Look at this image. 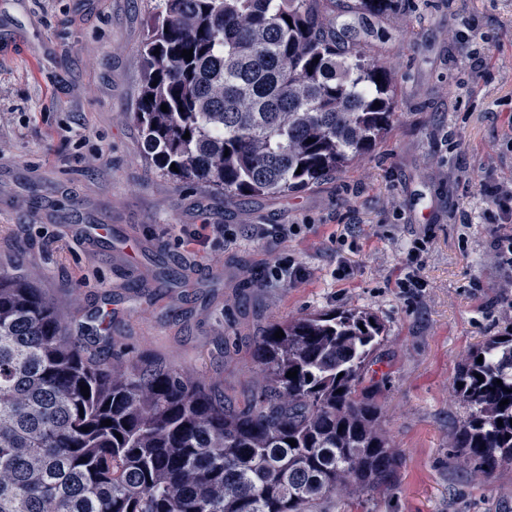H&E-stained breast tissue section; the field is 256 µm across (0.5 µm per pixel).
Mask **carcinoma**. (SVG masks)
<instances>
[{
	"instance_id": "obj_1",
	"label": "carcinoma",
	"mask_w": 512,
	"mask_h": 512,
	"mask_svg": "<svg viewBox=\"0 0 512 512\" xmlns=\"http://www.w3.org/2000/svg\"><path fill=\"white\" fill-rule=\"evenodd\" d=\"M325 2L157 0L136 119L163 174L239 201L284 196L385 136L393 75L352 41L356 15L398 0H355L340 22ZM384 334L359 308L274 322L252 352L261 382L238 407L182 369L90 353L42 289L1 267L0 512H308L388 490L400 454L362 387ZM453 389L466 407L454 458L512 468V325L467 354Z\"/></svg>"
}]
</instances>
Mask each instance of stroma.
I'll list each match as a JSON object with an SVG mask.
<instances>
[{"mask_svg": "<svg viewBox=\"0 0 512 512\" xmlns=\"http://www.w3.org/2000/svg\"><path fill=\"white\" fill-rule=\"evenodd\" d=\"M155 0H0V266L42 288L78 340L160 359L243 402L257 336L303 313L365 308L387 336L366 375L401 455L392 490L311 512H512V469L453 457L464 356L512 323V234L480 183L512 182V0H407L359 18L366 56L393 73L395 117L363 159L317 187L238 202L159 173L134 114ZM207 225L185 250L181 228ZM299 224L284 243L225 228ZM354 228L350 245L332 235ZM429 237L424 288L397 286ZM309 281L270 284L276 254Z\"/></svg>", "mask_w": 512, "mask_h": 512, "instance_id": "1", "label": "stroma"}]
</instances>
